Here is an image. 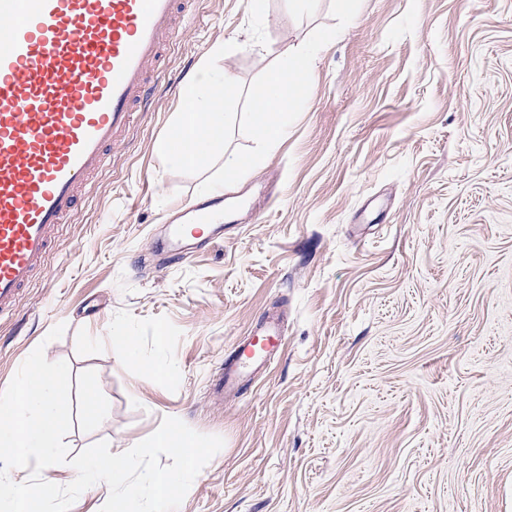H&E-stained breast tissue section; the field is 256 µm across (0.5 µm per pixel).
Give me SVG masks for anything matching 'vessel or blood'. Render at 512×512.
<instances>
[{
	"label": "vessel or blood",
	"mask_w": 512,
	"mask_h": 512,
	"mask_svg": "<svg viewBox=\"0 0 512 512\" xmlns=\"http://www.w3.org/2000/svg\"><path fill=\"white\" fill-rule=\"evenodd\" d=\"M189 0H0V315L43 270L60 224L122 142L156 87L150 67L176 37ZM192 231L221 235V204L190 207ZM267 320L236 341L218 380L238 387L278 351Z\"/></svg>",
	"instance_id": "b4317fda"
}]
</instances>
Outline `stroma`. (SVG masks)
Here are the masks:
<instances>
[{
    "instance_id": "obj_1",
    "label": "stroma",
    "mask_w": 512,
    "mask_h": 512,
    "mask_svg": "<svg viewBox=\"0 0 512 512\" xmlns=\"http://www.w3.org/2000/svg\"><path fill=\"white\" fill-rule=\"evenodd\" d=\"M330 6L194 0L150 104L0 318V391L40 346L70 367L71 455L167 417L221 436L177 512H512V0H361L287 136L221 194L257 216L162 251L203 199L158 150L187 74L235 42L218 67L250 84ZM271 315L279 355L216 393Z\"/></svg>"
}]
</instances>
